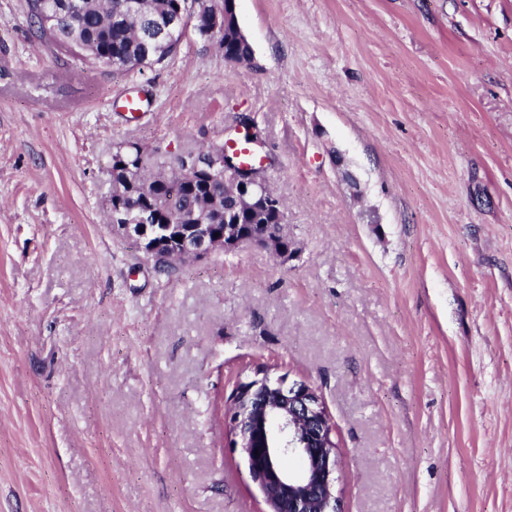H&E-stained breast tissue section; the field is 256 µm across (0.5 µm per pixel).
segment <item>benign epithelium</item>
I'll list each match as a JSON object with an SVG mask.
<instances>
[{
  "mask_svg": "<svg viewBox=\"0 0 512 512\" xmlns=\"http://www.w3.org/2000/svg\"><path fill=\"white\" fill-rule=\"evenodd\" d=\"M81 9L80 0H44L39 13L43 29L48 33L59 30V18L64 12ZM199 9L198 0H184L181 9L152 25L150 48L174 51L182 40L186 22ZM237 24L234 2L211 17L213 29H225ZM176 165L184 176L201 171L217 172L230 167L236 182L227 186L236 208L256 210L269 200L281 206L280 197L271 186L250 174L252 167L224 161L215 150L208 153L178 155ZM108 205L112 231L125 239L154 268H169L186 259L201 258L218 249L230 252L243 243L268 249L278 257L290 254L280 225L268 224L264 233L245 236L240 225L226 224L219 232L216 225L199 220L195 224H156L150 211L126 203L129 192L118 187ZM182 240H176V237ZM230 432L232 447L240 449L252 481L258 486L271 512H337L335 494L339 460L330 444L334 428L320 395L305 383H288L263 376L238 385ZM295 457L302 463L301 475H293L286 462Z\"/></svg>",
  "mask_w": 512,
  "mask_h": 512,
  "instance_id": "benign-epithelium-1",
  "label": "benign epithelium"
}]
</instances>
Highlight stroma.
<instances>
[{"label":"stroma","instance_id":"35a3bbf8","mask_svg":"<svg viewBox=\"0 0 512 512\" xmlns=\"http://www.w3.org/2000/svg\"><path fill=\"white\" fill-rule=\"evenodd\" d=\"M236 14L250 62L190 33L119 71L0 0V512H266L225 429L261 371L320 393L341 512H512V0ZM247 122L293 255L159 274L113 153Z\"/></svg>","mask_w":512,"mask_h":512}]
</instances>
